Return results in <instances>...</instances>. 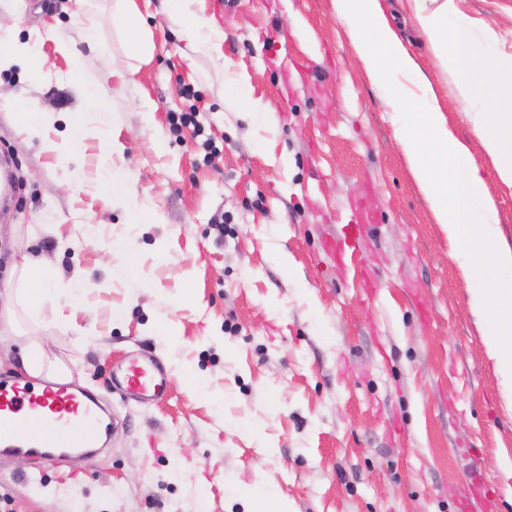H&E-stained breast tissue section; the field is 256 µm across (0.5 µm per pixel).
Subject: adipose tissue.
<instances>
[{"label":"adipose tissue","instance_id":"ef3b65f1","mask_svg":"<svg viewBox=\"0 0 512 512\" xmlns=\"http://www.w3.org/2000/svg\"><path fill=\"white\" fill-rule=\"evenodd\" d=\"M412 20L442 69L454 78L461 111L501 182L512 185V67L479 44L456 18V0H412ZM352 47L385 105L397 114L396 137L409 171L448 235L467 281L469 304L486 336L503 396L512 403V246L498 233L497 209L470 146L448 126L437 93L392 27L381 0H334ZM173 17L191 49L217 52L214 32H202L189 0H170ZM112 21L140 61L150 58V38L137 0H114ZM10 279L27 289L0 297V334L14 330L16 304L35 314L50 296L56 271L29 254L14 261Z\"/></svg>","mask_w":512,"mask_h":512}]
</instances>
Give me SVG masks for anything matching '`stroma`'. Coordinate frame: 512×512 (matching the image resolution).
Returning <instances> with one entry per match:
<instances>
[{
  "label": "stroma",
  "instance_id": "1",
  "mask_svg": "<svg viewBox=\"0 0 512 512\" xmlns=\"http://www.w3.org/2000/svg\"><path fill=\"white\" fill-rule=\"evenodd\" d=\"M137 2L154 44L143 65L113 0H0V24L40 40L45 61L38 73L1 63L0 90L50 117L31 137L0 103L17 186L0 273L21 251L56 266L55 296L22 326L116 415L107 449L82 463L0 457V512H463L476 475L497 492L494 512H512V408L333 0H192L219 34L213 56L191 52L167 0ZM386 3L471 138L410 0ZM456 4L512 57V0ZM90 22L106 62L82 41ZM249 98L274 121L252 120ZM175 112L196 113L202 136L176 135ZM473 154L512 245V186ZM357 206L371 216L357 256L377 280L371 298L323 247ZM133 351L167 367L164 402L108 393Z\"/></svg>",
  "mask_w": 512,
  "mask_h": 512
}]
</instances>
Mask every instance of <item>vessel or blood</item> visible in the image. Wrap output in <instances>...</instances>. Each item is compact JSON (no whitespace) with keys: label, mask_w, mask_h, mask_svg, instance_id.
<instances>
[{"label":"vessel or blood","mask_w":512,"mask_h":512,"mask_svg":"<svg viewBox=\"0 0 512 512\" xmlns=\"http://www.w3.org/2000/svg\"><path fill=\"white\" fill-rule=\"evenodd\" d=\"M110 389L157 404L167 397V369L148 355L129 358ZM112 408L98 392L72 381H0V455L45 462L74 460L103 448Z\"/></svg>","instance_id":"1"}]
</instances>
